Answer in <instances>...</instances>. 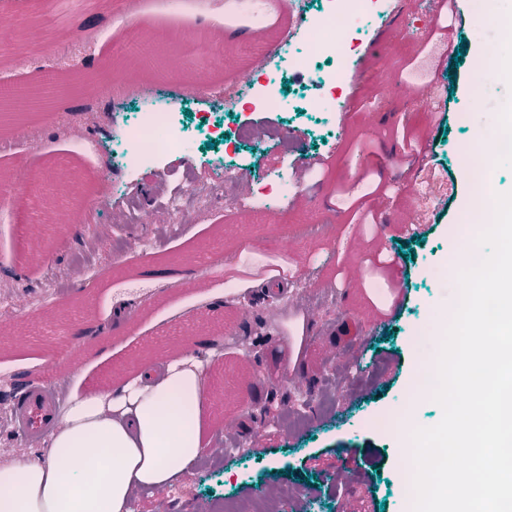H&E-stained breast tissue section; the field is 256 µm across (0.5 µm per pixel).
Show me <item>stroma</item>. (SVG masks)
Returning <instances> with one entry per match:
<instances>
[{
  "mask_svg": "<svg viewBox=\"0 0 512 512\" xmlns=\"http://www.w3.org/2000/svg\"><path fill=\"white\" fill-rule=\"evenodd\" d=\"M288 2L215 0L205 12L194 0H142L135 10L127 0L0 5V19L54 15L50 27L33 25L38 38L27 53L0 48V83L34 90L45 86L44 69L61 81L84 72L78 93L0 126V172L11 175L13 190L0 201V462L37 459L45 445L11 428L31 387L67 396L84 375L117 388L132 379L133 359L193 351L210 360L214 447L177 484L138 494L130 512H225L230 503L243 512H411L405 438L381 421L398 410L415 428L442 417L435 400H405L419 362L440 353L421 349L420 333L452 316L460 296L459 275L447 265L471 195L459 155L482 129L512 132V49L499 47L494 25L477 24L480 0H456L448 35L465 42L462 60L437 53L421 68L414 59L437 2L400 0L397 11L361 24L354 86L339 93L352 103L347 111H225L215 87L259 53L253 29L270 41L279 35ZM492 54L497 76L475 78L473 66ZM107 66L173 89L174 110L199 140L191 164L201 186H222L231 165L286 176L319 165L324 173L274 211L257 201L231 211L217 195L195 203L194 223H179L157 195L180 157L131 170L113 163L117 120L137 104L99 79ZM382 67L394 76L384 93L372 78ZM434 74L453 76L455 90L428 112L412 92ZM241 124L277 130L293 148L234 137ZM402 125L424 134L408 163L394 134ZM424 164L447 175L448 193L413 245L405 226ZM379 180L388 190L377 196ZM127 182L140 193L144 222L123 221L119 190ZM359 207L374 222L354 219ZM307 222L325 225V235L293 237ZM380 251L397 258L386 279L371 270ZM80 254L89 263L79 273ZM273 265L300 275L293 305L275 323L265 314L274 298L253 290ZM240 306L250 309L237 327L244 349L224 340L225 320ZM119 307L129 312L121 323ZM284 343L297 360L280 356ZM300 405L304 424L288 428L285 413ZM231 408L240 425L228 434ZM340 471L349 474L342 484Z\"/></svg>",
  "mask_w": 512,
  "mask_h": 512,
  "instance_id": "35a3bbf8",
  "label": "stroma"
}]
</instances>
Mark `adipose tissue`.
<instances>
[{
    "label": "adipose tissue",
    "mask_w": 512,
    "mask_h": 512,
    "mask_svg": "<svg viewBox=\"0 0 512 512\" xmlns=\"http://www.w3.org/2000/svg\"><path fill=\"white\" fill-rule=\"evenodd\" d=\"M134 372L119 389L74 396L43 462L0 467V512H127L135 488L168 486L193 466L207 447L203 361L186 352Z\"/></svg>",
    "instance_id": "adipose-tissue-1"
}]
</instances>
